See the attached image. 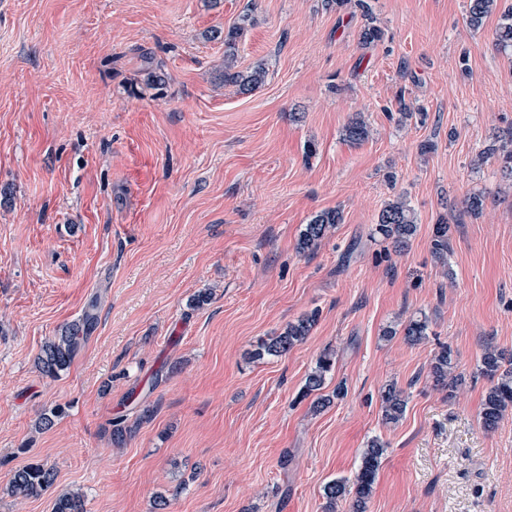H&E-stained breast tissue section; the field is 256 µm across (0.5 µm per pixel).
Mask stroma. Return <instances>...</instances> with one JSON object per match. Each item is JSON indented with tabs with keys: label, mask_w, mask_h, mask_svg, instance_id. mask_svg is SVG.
<instances>
[{
	"label": "stroma",
	"mask_w": 512,
	"mask_h": 512,
	"mask_svg": "<svg viewBox=\"0 0 512 512\" xmlns=\"http://www.w3.org/2000/svg\"><path fill=\"white\" fill-rule=\"evenodd\" d=\"M366 3L0 0V512H52L4 492L34 461L87 512H155L174 488L166 512H323L375 438L367 512H512V414L483 429L477 372L486 344L512 356V189L496 160L473 165L512 128V52L497 18L469 27V0ZM246 14L237 67L266 77L242 93L210 31ZM370 16L383 37L366 45ZM402 97L421 109L403 124ZM399 195L417 217L402 254L374 233ZM329 209L341 224L299 251ZM93 299L88 340L43 376V345ZM311 312L303 343L252 358ZM443 344L465 378L452 396L429 378ZM326 351L315 413L299 392ZM390 384L407 400L395 424ZM120 415L134 432L117 448ZM342 216L337 210H330L321 212L315 215L305 225L299 240V248L303 252L313 250L324 240L328 234L336 227V224H341ZM449 231L450 226L445 224L444 221L434 224L432 231V252L443 263L448 261ZM383 419L385 423H397L404 415L407 400L403 392L394 385H389L380 394Z\"/></svg>",
	"instance_id": "stroma-1"
}]
</instances>
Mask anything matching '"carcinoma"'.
I'll return each mask as SVG.
<instances>
[{
    "mask_svg": "<svg viewBox=\"0 0 512 512\" xmlns=\"http://www.w3.org/2000/svg\"><path fill=\"white\" fill-rule=\"evenodd\" d=\"M499 2L500 0H469L467 16L469 26L474 30L481 29L487 18L499 11ZM244 31V23L238 22L224 31L218 28L212 30L211 38L224 41V84L236 86L242 92H249L262 83L265 71L261 67L247 73L236 69V43ZM494 36L501 48H512V8L501 12ZM369 136L370 127L358 114L353 116L344 127V138L352 144H359ZM492 158L500 161L503 177L512 180V129L496 136L495 144L479 151L473 160V165L479 168ZM341 221V213L337 210L315 215L301 233L300 250L306 252L317 248ZM416 231L414 211L402 196L386 203L375 227V233L390 241L392 248L398 253L405 251ZM449 231L450 226L443 222L434 225L432 231V252L443 263L448 261ZM316 321L317 315L311 313L288 323L279 335L262 341L256 346L253 352L254 358L260 360L287 354L289 350L304 341ZM96 323V304L93 303L60 335L47 342L37 361L42 375L55 378L60 372L67 370L89 338ZM427 329V320L412 319L404 327V336L408 342L416 344L426 338ZM334 361V353L328 351L321 354L315 366L306 375L300 391L302 399L315 396L312 408L316 411L331 403V398L319 394V391L324 388ZM430 374L436 385L450 393L465 382L462 375L455 373L452 352L446 345L434 352L430 360ZM479 375L490 382L480 411L481 424L489 431L497 428L507 412L512 409V363L506 368L503 367L501 353L495 347L488 345L481 356ZM380 398L385 423H397L403 417L407 407L403 392L396 386L390 385L381 392ZM110 425L112 442L117 445L123 444L133 433L132 427L126 425V419L123 417L113 419ZM384 451V444L381 441L372 440L361 454L360 464L352 481L336 479L325 484L323 496L326 499V512H335L337 504L348 498L351 499L349 512H366ZM55 478L54 469L39 462L29 463L14 471L5 490L8 495L14 497H40L53 487ZM52 512H84L82 496L77 492L56 496Z\"/></svg>",
    "mask_w": 512,
    "mask_h": 512,
    "instance_id": "obj_1",
    "label": "carcinoma"
}]
</instances>
